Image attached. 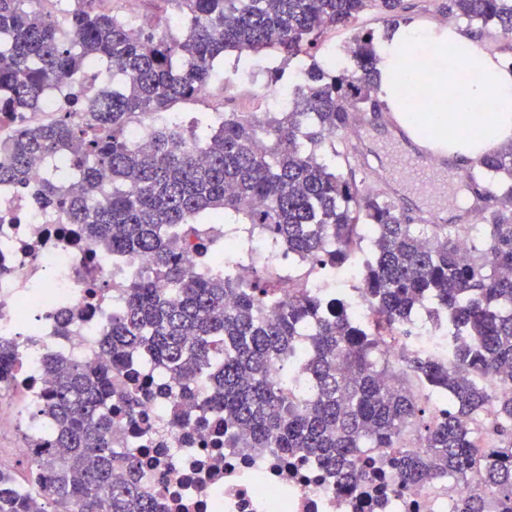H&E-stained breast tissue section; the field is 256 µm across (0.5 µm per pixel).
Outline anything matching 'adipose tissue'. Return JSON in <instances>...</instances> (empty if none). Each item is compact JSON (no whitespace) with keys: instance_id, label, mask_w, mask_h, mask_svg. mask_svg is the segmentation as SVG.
Segmentation results:
<instances>
[{"instance_id":"obj_1","label":"adipose tissue","mask_w":512,"mask_h":512,"mask_svg":"<svg viewBox=\"0 0 512 512\" xmlns=\"http://www.w3.org/2000/svg\"><path fill=\"white\" fill-rule=\"evenodd\" d=\"M416 44L429 48L440 63L429 75L405 66ZM451 59L458 62L457 71L445 68ZM380 73L379 94L400 122L416 114L439 131L456 125L448 153L458 163L478 162L490 148L512 141V69L477 49L471 35L456 26L397 30L383 48Z\"/></svg>"}]
</instances>
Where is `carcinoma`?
<instances>
[{
	"label": "carcinoma",
	"mask_w": 512,
	"mask_h": 512,
	"mask_svg": "<svg viewBox=\"0 0 512 512\" xmlns=\"http://www.w3.org/2000/svg\"><path fill=\"white\" fill-rule=\"evenodd\" d=\"M159 20L136 28L112 0H0V119L35 112L50 90L105 62L112 89L76 98L56 121L19 125L0 136V187L21 186L42 154L62 150L82 174L64 188L44 178L40 202L83 225L101 253L148 254L153 272L124 289L103 344L109 367L89 368L56 355L40 411L52 427L50 448L24 458L35 488L21 492L12 466L0 464V512H159L132 458L112 447L118 417L134 418L138 399L112 404V373L141 358L183 381L174 420L188 408L224 414V447L277 448L317 458L348 483L370 472L366 448H395L391 465L404 484L437 476L468 479L480 469L489 493L461 512H490L512 502V145L488 151L474 177L498 191L460 252L457 224H413L355 171L336 169L322 150L348 128L352 113L381 110L374 35L354 40L346 57L329 54L303 69L286 110L263 121L248 112H202L186 127L156 131L150 149L126 140L131 119L169 111L210 88L218 59L275 48L288 62L318 49L329 27L372 9L393 21L405 0H154ZM448 16L512 34V0H448ZM238 218L320 277L312 288L288 277V293L258 268L242 283L226 274L197 276L179 260L196 223ZM372 226V253L358 289L371 326L342 310L320 311L336 269L350 262L361 226ZM162 280L170 288H158ZM448 319L452 359L443 351L406 350L394 361L392 337L417 308ZM307 362L304 397L288 396L271 374L288 368L300 338ZM15 348L0 344V381ZM208 380L202 399L195 389ZM448 397L436 409L435 395ZM493 417L495 442L473 423ZM247 431L244 442L237 430Z\"/></svg>",
	"instance_id": "cac0c4a2"
}]
</instances>
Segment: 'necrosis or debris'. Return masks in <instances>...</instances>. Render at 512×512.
<instances>
[{
  "label": "necrosis or debris",
  "instance_id": "obj_1",
  "mask_svg": "<svg viewBox=\"0 0 512 512\" xmlns=\"http://www.w3.org/2000/svg\"><path fill=\"white\" fill-rule=\"evenodd\" d=\"M59 157L38 158L26 185L0 190V341L19 348L13 376L1 386L34 412L51 381L42 366L45 353L86 365L104 363V332L121 302L126 281L153 267L145 255L96 252L80 225L66 213L47 211L35 202L46 174ZM292 257L270 247L264 236L238 238L225 252L222 272L249 281L257 264L283 277ZM41 285L32 297V285ZM73 314L67 337L58 329ZM167 397L143 398L140 426L117 425L118 446L140 461L144 483L158 489L161 512H456L481 492L479 475L460 483L448 478L402 485L388 466L387 448H370L364 461L375 474L370 483L347 484L309 458L279 450L218 448L223 420L198 409L176 421Z\"/></svg>",
  "mask_w": 512,
  "mask_h": 512
}]
</instances>
